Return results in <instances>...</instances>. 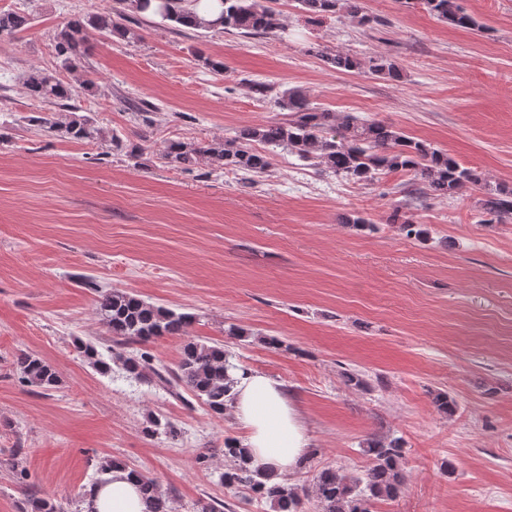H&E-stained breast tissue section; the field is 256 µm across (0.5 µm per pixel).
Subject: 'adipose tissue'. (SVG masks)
<instances>
[{
  "instance_id": "ef3b65f1",
  "label": "adipose tissue",
  "mask_w": 512,
  "mask_h": 512,
  "mask_svg": "<svg viewBox=\"0 0 512 512\" xmlns=\"http://www.w3.org/2000/svg\"><path fill=\"white\" fill-rule=\"evenodd\" d=\"M231 410L247 432L245 446L255 466L275 475L293 472L309 450V438L282 383L251 372L238 376ZM93 497L94 512H144L135 483L116 469Z\"/></svg>"
}]
</instances>
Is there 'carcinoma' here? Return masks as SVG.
<instances>
[{"label": "carcinoma", "mask_w": 512, "mask_h": 512, "mask_svg": "<svg viewBox=\"0 0 512 512\" xmlns=\"http://www.w3.org/2000/svg\"><path fill=\"white\" fill-rule=\"evenodd\" d=\"M274 0H219L215 18L196 21L195 12L200 0H164L160 18L173 27L205 30L245 37H264L282 30L281 14L271 3ZM299 9L310 18L321 21L340 12L347 4L348 12L362 25L373 22L363 13L359 0H294ZM157 0H112L110 11L88 19L76 16L64 24L56 34V50L68 65L84 43L86 25H92L106 36L128 37L130 30L119 20L130 12L156 15ZM406 4L419 6L428 14L455 27L473 29L475 18L465 12L457 0H406ZM29 18L19 13H0V36L12 35L27 28ZM323 61L340 72L359 68L353 55L340 50L325 49L320 52ZM370 69L400 78L399 69L384 56L371 60ZM32 97L45 106H55L72 97V91L63 82L46 71L32 69L24 75ZM279 106L287 117L258 126L243 127L222 141L182 142L170 141L164 148L163 159L173 169H187L198 159L219 169L231 170L244 184L264 172L271 164L277 150L288 151L312 166H319L325 173L340 179L371 183L377 176L404 171L412 174V181L423 187L431 198L451 199L465 192L479 190L481 224H506L512 221V188L490 187L483 183L480 174L460 164L440 149L406 136L400 129L382 120H369L347 113L342 119L327 110L310 106L298 89H285L278 98ZM30 121L47 132H57L71 140L94 143L102 138L103 131L83 116H73L59 122L53 116H32ZM265 150L259 151L254 144ZM390 222L399 225L407 237L424 235L421 224L411 218L400 219L391 215ZM96 313L106 325L109 334L123 344H138L139 351L127 355L123 351L99 352L91 343L79 341L76 348L80 356L102 376L112 375V366L118 365L126 377L141 381L153 375L170 386L182 387L202 400L216 414L224 413L233 399L234 374L240 367L230 360L224 347L196 341L184 345L178 370L173 377H163L152 365L148 346L164 336H183L193 323L194 316L146 302L136 295L119 289L96 290ZM16 370L22 382L45 394L58 389L60 380L55 368L46 360L22 353L16 357ZM371 465L361 477L346 478L332 468L321 469L315 477L314 489L295 487L285 479L254 467L246 449L238 441H224V457L233 460L234 466L222 473L219 480L226 487L249 490L255 499L270 501L276 512H304V501L314 498L322 512H370L369 503L390 499L397 495L406 476L402 468V445L397 440L369 442L365 448ZM114 468L128 472L139 487L146 504L145 512H172L170 499L156 481L123 461H105L100 476L92 483L84 497L94 496L95 489L109 482L106 474ZM30 512H61L56 502L30 493L27 499Z\"/></svg>", "instance_id": "cac0c4a2"}]
</instances>
